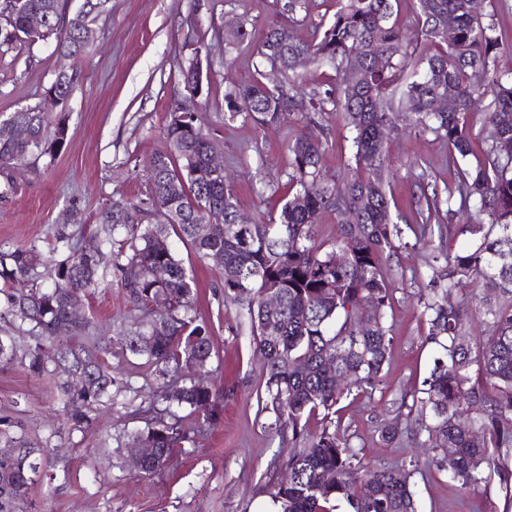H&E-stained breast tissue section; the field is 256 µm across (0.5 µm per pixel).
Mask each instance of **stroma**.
I'll use <instances>...</instances> for the list:
<instances>
[{
	"label": "stroma",
	"mask_w": 512,
	"mask_h": 512,
	"mask_svg": "<svg viewBox=\"0 0 512 512\" xmlns=\"http://www.w3.org/2000/svg\"><path fill=\"white\" fill-rule=\"evenodd\" d=\"M277 10L276 0H112L111 18L97 26V51L66 104L64 149L43 157L38 171L18 178L12 188L0 184V250L33 245L50 260L62 261L70 251L56 242L58 229L79 222L86 228V243H95L112 201L145 198V165L163 149L169 113L186 97L178 73L191 56L184 42L195 34L206 44L209 66L203 130L223 156L241 212L257 218L276 211L281 195L274 183L287 178V144L301 125L291 116L273 127L244 114L228 120L224 95L229 84L250 83L265 67L256 43L229 44L228 20L247 18L261 29ZM58 63L50 40L0 52V118L37 104ZM312 132L328 142L327 172L342 170L350 131L331 112ZM387 149L395 163L387 192L394 220L405 228L403 246L384 263L394 289L385 319L393 342L382 385L372 395L343 399L336 429L378 465L418 462L411 478L417 512H506L497 484L471 492L452 486L446 472L432 465L434 450L411 428L391 443L380 436L393 398L414 393L433 365L423 314L431 294V249L440 243V228L467 221L462 212L439 210L427 226L428 246H415L410 230L420 221L415 181L424 172L437 186L453 183L448 147L434 134L406 129L391 134ZM192 266L199 284L197 316L211 329L209 368L213 382L223 388V413L209 424L184 416L182 427L194 442L174 449L160 472L148 476L134 466L126 434L136 425L133 411L155 381L150 369L122 350L120 338L134 305L117 272H109L86 298L84 311L94 317V335L112 342L106 360L115 377L132 386L122 404L91 411L89 427L72 431L58 376H37L19 363L0 369V415L21 418L31 445L48 449L51 457L55 479L37 484L33 512H272L269 491L277 475L271 463L280 439L267 429L269 413L258 407L264 381L251 329L225 309L215 262L196 259Z\"/></svg>",
	"instance_id": "35a3bbf8"
}]
</instances>
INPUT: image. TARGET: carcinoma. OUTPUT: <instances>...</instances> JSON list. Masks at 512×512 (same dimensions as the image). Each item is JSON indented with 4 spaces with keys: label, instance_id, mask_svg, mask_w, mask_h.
Wrapping results in <instances>:
<instances>
[{
    "label": "carcinoma",
    "instance_id": "obj_1",
    "mask_svg": "<svg viewBox=\"0 0 512 512\" xmlns=\"http://www.w3.org/2000/svg\"><path fill=\"white\" fill-rule=\"evenodd\" d=\"M471 2L416 0L409 28L398 17L397 0H336L332 18L311 21V38L298 40L289 21L305 9V0H280L282 21L268 24L258 54L281 79L272 87L260 79L230 86L224 111L232 117L246 113L267 126L285 112H297L310 124L329 105L353 131L351 156L341 178L328 177L327 141L298 134L288 143V190L280 209L249 224L238 223L235 186L210 167L215 146L198 124L192 91L198 72L191 62L180 66L187 102L170 112L165 147L147 165L148 197L112 202L106 215L111 227L91 254L81 253L79 240L57 234L74 257L54 264L47 285L39 282L44 259L35 247L0 252V318L32 325L34 340L23 348L12 336L3 338L0 368L20 360L35 374L60 375L71 430L90 425L88 411L117 404L106 348L87 339L90 321L72 313L112 261L142 312L121 340L131 356L154 367L164 403L160 410L153 402L139 410L143 426L130 431L126 447L154 440L157 455L141 473L161 469L188 442L179 412L188 410L208 423L220 410L218 389L179 376L193 363L207 368L213 344L208 325L195 315V273L170 245L175 236L200 259L222 256L224 303L249 320L264 376L258 404L273 414L268 428L294 444L282 458L291 479L270 489L280 512H338L342 505L346 512H416L412 471L363 462L360 451L328 425L313 435L307 429L313 416L336 415L352 391L370 394L382 384L392 345L385 313L393 299L383 264L402 229L393 220L386 190L392 162L379 134L406 121L445 141L456 171L441 193L424 180L418 184L419 210L430 214L455 200L462 206L471 202L488 224L448 226V238L468 235L475 245L432 257L436 288L424 315L426 341L435 345L437 357L412 404L400 402L380 435L391 442L402 418L413 420L439 451L432 464L450 482L471 491L496 478L511 504L512 155L501 147L512 144V72H498L495 58L504 44H512V34L498 32L493 17L473 11ZM111 14L112 0H84L77 12L68 0H0V51L52 37L54 51L74 59L73 67L55 74L37 105L0 119L5 186L19 173L35 172L42 157L63 147L64 104L96 50L88 34ZM32 15L42 17L38 30L28 25ZM229 26L236 31L234 41L252 40L254 22L238 18ZM304 60L334 72L328 88L305 90ZM353 74L359 75L356 85ZM450 86L456 90L454 106L435 111V97ZM479 110L482 129L475 133L473 114ZM15 126L25 127L28 137H15ZM213 209L224 211V223H208ZM347 211L352 218L345 222ZM326 213L339 224L330 246L317 230ZM340 251L347 254L343 265L336 264ZM156 267L166 270L164 280L149 276ZM481 284L507 299L484 312L494 335L473 342L463 336L464 313L448 304V296ZM270 291L279 297L275 309L265 305ZM364 302L376 303L378 313L361 321L357 310ZM72 374L83 376L81 386H73ZM341 374L348 378L344 385L337 383ZM21 431L20 418L0 416V437L12 448H0V512H30V490L50 467L46 450L30 446Z\"/></svg>",
    "mask_w": 512,
    "mask_h": 512
}]
</instances>
